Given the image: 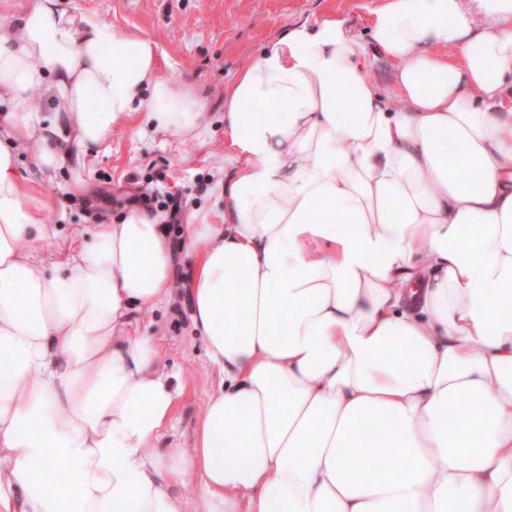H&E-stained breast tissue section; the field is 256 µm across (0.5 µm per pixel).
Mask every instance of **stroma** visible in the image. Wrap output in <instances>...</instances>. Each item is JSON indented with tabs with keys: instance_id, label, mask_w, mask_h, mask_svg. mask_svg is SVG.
I'll list each match as a JSON object with an SVG mask.
<instances>
[{
	"instance_id": "stroma-1",
	"label": "stroma",
	"mask_w": 512,
	"mask_h": 512,
	"mask_svg": "<svg viewBox=\"0 0 512 512\" xmlns=\"http://www.w3.org/2000/svg\"><path fill=\"white\" fill-rule=\"evenodd\" d=\"M379 0H58L61 9L97 15L115 34L137 31L150 36L161 50L162 77H175L202 102L205 134L186 138L149 126L144 113L113 130L109 150L92 161L88 192L70 195L68 224L59 237L35 241L33 249L51 257L61 242L91 235L98 225L114 221L131 210L128 198L182 193L185 222L224 221L220 191L234 168L224 137V93L238 72L263 44L300 23L330 16L347 20L361 43H368L369 9ZM172 244L171 298L158 307L136 313L131 335L158 341L164 369L179 372L184 393L174 421L158 448L177 443L191 447L196 424L206 401L223 380L209 360L191 320L185 283L194 255L184 246L180 226L168 225Z\"/></svg>"
}]
</instances>
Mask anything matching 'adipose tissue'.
<instances>
[{
    "instance_id": "ef3b65f1",
    "label": "adipose tissue",
    "mask_w": 512,
    "mask_h": 512,
    "mask_svg": "<svg viewBox=\"0 0 512 512\" xmlns=\"http://www.w3.org/2000/svg\"><path fill=\"white\" fill-rule=\"evenodd\" d=\"M369 26L370 51L292 26L224 95L237 171L185 284L224 384L160 454L183 389L129 325L171 294L164 214L21 244L67 221L60 170L84 192L133 113L194 138L201 103L151 37L55 0L0 33V512H512V0H381Z\"/></svg>"
}]
</instances>
